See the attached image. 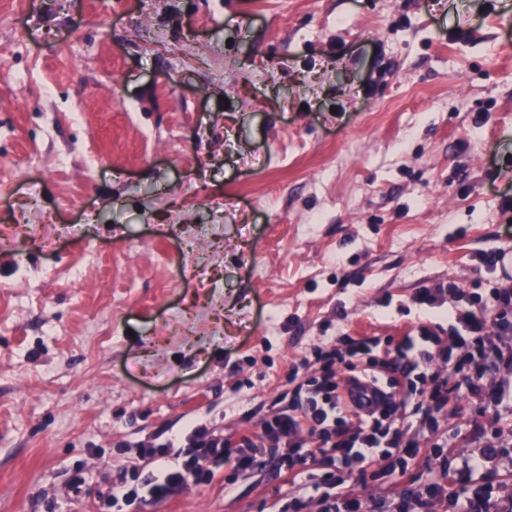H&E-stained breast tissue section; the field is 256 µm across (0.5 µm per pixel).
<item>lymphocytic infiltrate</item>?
Listing matches in <instances>:
<instances>
[{
    "mask_svg": "<svg viewBox=\"0 0 512 512\" xmlns=\"http://www.w3.org/2000/svg\"><path fill=\"white\" fill-rule=\"evenodd\" d=\"M441 291L435 285L417 292L416 303L437 315L399 339L383 344L370 336H346L343 349L301 358L288 374L295 395L263 418L262 438L246 429L229 438L194 426L187 435L147 449L144 457L153 469L128 462L120 482L101 496L106 512H136L143 501L169 500L189 484L210 483L228 462L247 472L269 460L287 467L296 489L295 512H302L311 493L320 496L322 512H363L361 502L345 492L342 473L381 461L386 476L406 482L402 501L390 512H405L408 499L421 512H432L439 503L451 504L453 512H512V484L493 479L501 445L489 440L479 456L459 458L461 430L442 428L437 420L463 394L474 393L495 412L492 431H512V391L487 378L488 371L512 367V346L502 342L512 334V289L496 288L484 299L445 311L438 308ZM340 366L355 376L384 379L391 398L360 414L336 380ZM303 369L315 375L301 384ZM422 454L428 465L418 475L413 464ZM300 460L310 464L303 475L295 469Z\"/></svg>",
    "mask_w": 512,
    "mask_h": 512,
    "instance_id": "1",
    "label": "lymphocytic infiltrate"
}]
</instances>
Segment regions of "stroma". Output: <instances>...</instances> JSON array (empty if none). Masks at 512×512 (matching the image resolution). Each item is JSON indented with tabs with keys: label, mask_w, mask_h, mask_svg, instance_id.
I'll use <instances>...</instances> for the list:
<instances>
[{
	"label": "stroma",
	"mask_w": 512,
	"mask_h": 512,
	"mask_svg": "<svg viewBox=\"0 0 512 512\" xmlns=\"http://www.w3.org/2000/svg\"><path fill=\"white\" fill-rule=\"evenodd\" d=\"M510 248L512 0H0V512H100L326 336L512 288L478 258ZM490 419L440 424L468 457ZM288 489L227 465L139 512Z\"/></svg>",
	"instance_id": "stroma-1"
}]
</instances>
